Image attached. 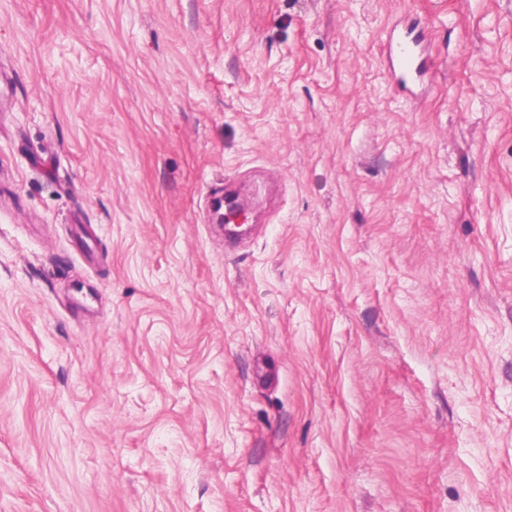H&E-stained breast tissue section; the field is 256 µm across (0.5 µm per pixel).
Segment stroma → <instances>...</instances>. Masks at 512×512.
<instances>
[{"label":"stroma","mask_w":512,"mask_h":512,"mask_svg":"<svg viewBox=\"0 0 512 512\" xmlns=\"http://www.w3.org/2000/svg\"><path fill=\"white\" fill-rule=\"evenodd\" d=\"M0 512H512V0H0ZM428 46L424 36L413 31L391 30L386 39V53L392 75L406 87L424 80L428 74Z\"/></svg>","instance_id":"1"}]
</instances>
